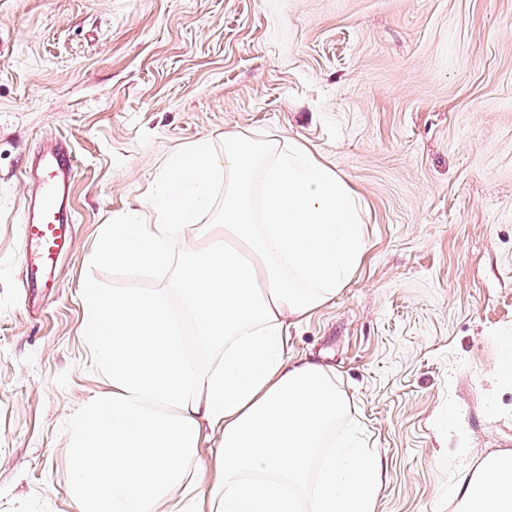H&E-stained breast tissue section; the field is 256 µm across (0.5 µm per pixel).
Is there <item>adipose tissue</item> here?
<instances>
[{
	"label": "adipose tissue",
	"instance_id": "1",
	"mask_svg": "<svg viewBox=\"0 0 512 512\" xmlns=\"http://www.w3.org/2000/svg\"><path fill=\"white\" fill-rule=\"evenodd\" d=\"M185 194L109 226L99 256L164 265L182 226L210 204L223 247L183 260L177 300L150 292L83 299L94 360L112 383L74 414L75 512H377L380 456L337 436L349 411L320 362L289 353L290 331L361 264V204L296 141L198 140L167 166ZM213 448H206V440ZM456 512H512V452L460 477Z\"/></svg>",
	"mask_w": 512,
	"mask_h": 512
}]
</instances>
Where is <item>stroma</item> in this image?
I'll use <instances>...</instances> for the list:
<instances>
[{"label": "stroma", "mask_w": 512, "mask_h": 512, "mask_svg": "<svg viewBox=\"0 0 512 512\" xmlns=\"http://www.w3.org/2000/svg\"><path fill=\"white\" fill-rule=\"evenodd\" d=\"M228 131L304 144L361 199L363 263L290 346L379 452L378 512H455L456 479L512 449V0H0V512H74L72 417L112 389L80 290L170 287L223 185L164 267L99 261L106 227ZM59 140L77 222L42 296L22 171Z\"/></svg>", "instance_id": "obj_1"}]
</instances>
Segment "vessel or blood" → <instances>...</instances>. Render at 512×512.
<instances>
[{
	"label": "vessel or blood",
	"instance_id": "vessel-or-blood-1",
	"mask_svg": "<svg viewBox=\"0 0 512 512\" xmlns=\"http://www.w3.org/2000/svg\"><path fill=\"white\" fill-rule=\"evenodd\" d=\"M75 170L72 151L61 146L38 154L26 171L36 185L25 205L21 227L26 287L48 292L56 286L59 259L77 222L68 205Z\"/></svg>",
	"mask_w": 512,
	"mask_h": 512
}]
</instances>
